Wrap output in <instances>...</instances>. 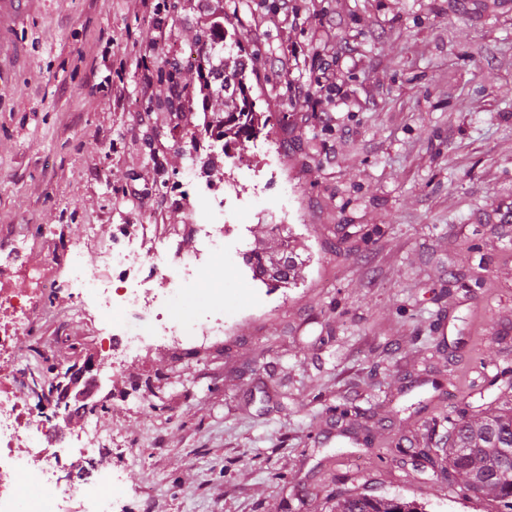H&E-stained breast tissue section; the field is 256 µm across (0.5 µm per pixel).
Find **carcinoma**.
I'll return each mask as SVG.
<instances>
[{
  "label": "carcinoma",
  "instance_id": "obj_1",
  "mask_svg": "<svg viewBox=\"0 0 512 512\" xmlns=\"http://www.w3.org/2000/svg\"><path fill=\"white\" fill-rule=\"evenodd\" d=\"M232 45L238 48V54L221 57L216 63L215 45H210L206 65H197L196 73L201 90L215 91L224 97V131L220 135L249 139L256 132L260 113L255 110V100L248 99L244 92L247 64L242 52L246 48L238 38L233 39ZM246 261L260 275L274 278L272 262L263 247L254 246ZM505 448H512V397L507 395L484 416L463 415L451 423L446 445L429 448L427 452H435L448 489L458 485L495 503L496 512H512V453H504ZM332 500V512H425L424 506L415 500L362 493L338 492Z\"/></svg>",
  "mask_w": 512,
  "mask_h": 512
}]
</instances>
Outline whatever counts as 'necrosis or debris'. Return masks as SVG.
I'll return each instance as SVG.
<instances>
[{"mask_svg": "<svg viewBox=\"0 0 512 512\" xmlns=\"http://www.w3.org/2000/svg\"><path fill=\"white\" fill-rule=\"evenodd\" d=\"M188 187L203 210L192 246L158 239L145 248L138 235L113 242L103 253L104 273L88 272L80 253L68 263L103 323L97 345L102 364L122 367L150 345L177 346L194 336L224 333V291L202 289L209 260L218 254L233 225L244 216L237 207V180L225 171L202 175L190 167ZM55 283L50 264L16 260L0 265V512H108L105 485L75 481L97 451L69 453L63 442L65 415L36 387V371L20 359L16 337L44 318ZM57 480L56 494H40L30 474Z\"/></svg>", "mask_w": 512, "mask_h": 512, "instance_id": "1", "label": "necrosis or debris"}]
</instances>
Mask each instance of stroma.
Here are the masks:
<instances>
[{
    "label": "stroma",
    "mask_w": 512,
    "mask_h": 512,
    "mask_svg": "<svg viewBox=\"0 0 512 512\" xmlns=\"http://www.w3.org/2000/svg\"><path fill=\"white\" fill-rule=\"evenodd\" d=\"M278 3L39 0L19 24L0 62V264L23 238L58 286L17 348L45 384L81 373L98 321L69 253L98 272L119 225L190 237L179 187L189 163L215 165L204 128L221 111L191 72L195 38L236 19L271 120L230 149L253 214L204 282L223 289L233 330L205 349H145L76 409L70 428L93 414L104 440L83 442L122 479L112 512H330L349 490L494 512L418 451L512 381V0H301L269 24ZM336 50L326 122L282 62ZM173 61L175 112L157 80ZM273 174L287 195H254ZM266 212L304 277L257 293L242 257Z\"/></svg>",
    "instance_id": "35a3bbf8"
}]
</instances>
